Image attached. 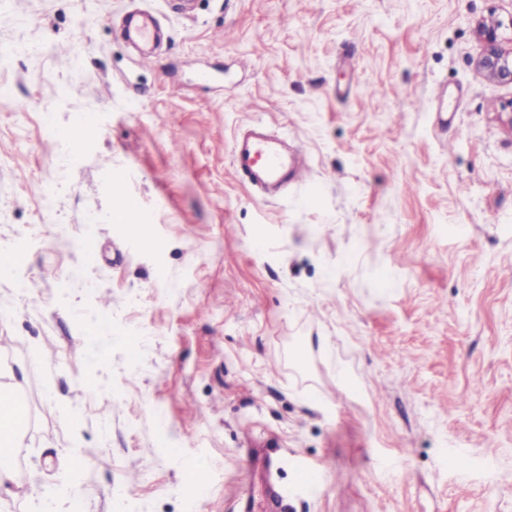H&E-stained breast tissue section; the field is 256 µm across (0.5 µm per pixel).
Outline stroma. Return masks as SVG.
Returning <instances> with one entry per match:
<instances>
[{"mask_svg":"<svg viewBox=\"0 0 512 512\" xmlns=\"http://www.w3.org/2000/svg\"><path fill=\"white\" fill-rule=\"evenodd\" d=\"M511 14L0 0V366L30 418L0 512H269L271 483L278 512H512V85L474 29ZM258 122L310 181L240 179Z\"/></svg>","mask_w":512,"mask_h":512,"instance_id":"obj_1","label":"stroma"}]
</instances>
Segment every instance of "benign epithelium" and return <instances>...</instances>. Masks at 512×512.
Here are the masks:
<instances>
[{
	"label": "benign epithelium",
	"instance_id": "benign-epithelium-1",
	"mask_svg": "<svg viewBox=\"0 0 512 512\" xmlns=\"http://www.w3.org/2000/svg\"><path fill=\"white\" fill-rule=\"evenodd\" d=\"M512 30V15L507 19L491 16L476 24V35L481 51L476 60L478 71L486 78L512 84V37L503 30Z\"/></svg>",
	"mask_w": 512,
	"mask_h": 512
}]
</instances>
